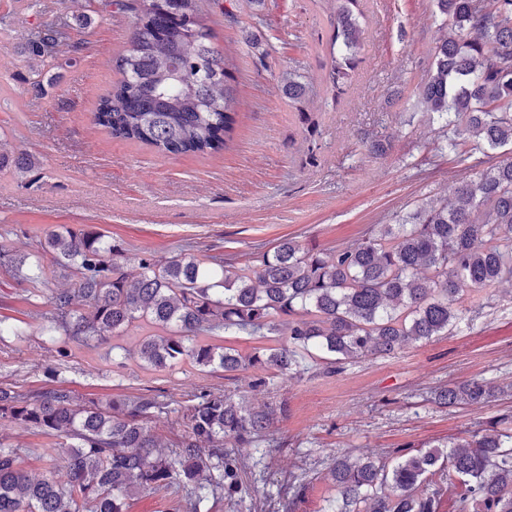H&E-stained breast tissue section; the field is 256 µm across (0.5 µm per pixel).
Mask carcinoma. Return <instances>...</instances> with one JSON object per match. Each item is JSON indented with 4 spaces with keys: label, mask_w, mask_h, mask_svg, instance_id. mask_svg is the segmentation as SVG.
I'll use <instances>...</instances> for the list:
<instances>
[{
    "label": "carcinoma",
    "mask_w": 512,
    "mask_h": 512,
    "mask_svg": "<svg viewBox=\"0 0 512 512\" xmlns=\"http://www.w3.org/2000/svg\"><path fill=\"white\" fill-rule=\"evenodd\" d=\"M362 0H336L322 62L325 95L337 102L361 64ZM73 26L86 29L105 6L132 22L131 47L116 54L117 78L100 96L94 122L112 139L135 142L166 156L206 157L228 147L240 100L232 84L231 51L215 43L214 9L234 17L233 0H68ZM448 22L427 79L418 89L430 118L451 131L448 152L468 163L472 178L455 186L454 200L425 202L397 224H374L355 243L330 256L317 245L286 240L248 263L233 254L200 260L152 256L130 261L93 227L47 233L37 252L76 278L72 291L50 298L49 331L89 346L137 323L145 336L140 359L150 367L188 360L226 373L256 365L284 379L306 361L328 360V371L367 354H390L447 333L461 319L468 290L512 280V158L484 166L458 154L459 139L476 150L512 145V0H434ZM67 33L46 23L21 46L30 85L44 90ZM288 100L314 138L318 121L302 103L310 84L296 70L281 79ZM37 165L25 150L0 153V173L24 175ZM273 336L277 345L248 356L201 334ZM494 387L468 381L444 388L448 406L479 402ZM169 403L157 396L80 400L64 387L23 393L0 387V420L60 440L70 482L30 479L18 453L0 444V512H127L140 492L179 486L186 512H206L209 500L246 487L247 463L238 449L267 437L284 404L246 409L234 395L202 389L182 406L184 434L174 457L158 450L149 422ZM489 423L450 446L417 454L400 449L382 461L336 457L330 472L331 512H512V428Z\"/></svg>",
    "instance_id": "carcinoma-1"
}]
</instances>
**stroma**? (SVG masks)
Listing matches in <instances>:
<instances>
[{
  "instance_id": "stroma-1",
  "label": "stroma",
  "mask_w": 512,
  "mask_h": 512,
  "mask_svg": "<svg viewBox=\"0 0 512 512\" xmlns=\"http://www.w3.org/2000/svg\"><path fill=\"white\" fill-rule=\"evenodd\" d=\"M14 2L0 0V150L31 151L39 164L21 178L0 175V322L8 327L0 334V386L33 392L60 384L104 402L143 394L181 402L202 388L241 393L263 374L253 368L231 380L223 369L186 361L149 368L133 334L88 347L62 335L49 339L50 298L74 288V278L58 270L22 279L10 266L47 230L95 226L130 258L245 255L287 238L330 249L448 197L466 175L415 92L447 33L433 0H363L362 63L340 103L310 92L308 108L321 123L312 140L279 81L294 69L319 81L318 36L328 28L330 0H263L260 26L248 7L234 24L213 13L217 42L249 30L273 51L265 61L251 49L237 52L242 113L227 149L207 158H165L93 125L97 100L114 78L112 58L128 45L129 18L107 13L88 32L71 31L74 50L60 58L56 85L40 93L17 49L38 24L65 16L67 5ZM375 140L387 143L385 156L370 155ZM310 147L312 166L303 162ZM460 306L448 335L356 359L337 374L317 361L302 377L270 379L265 400L287 402L288 414L272 424L271 443L244 449L252 463L246 494L211 501L209 512H326L336 456L390 459L397 449L453 442L511 417L512 285L464 292ZM59 348L68 352L60 366ZM472 379L495 386V395L450 408L433 402L437 389ZM0 441L17 448L29 475L67 483L53 438L2 420ZM294 480L307 488L291 508Z\"/></svg>"
}]
</instances>
